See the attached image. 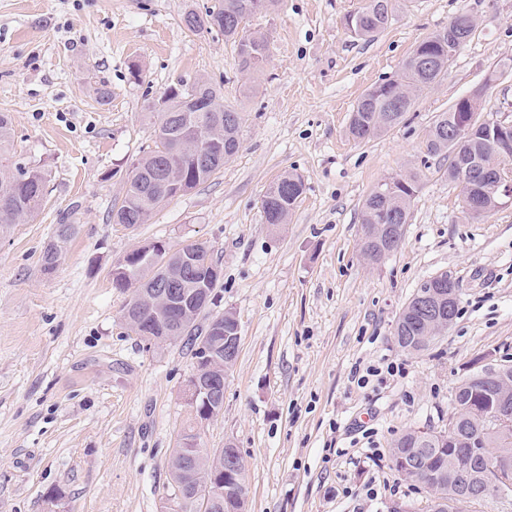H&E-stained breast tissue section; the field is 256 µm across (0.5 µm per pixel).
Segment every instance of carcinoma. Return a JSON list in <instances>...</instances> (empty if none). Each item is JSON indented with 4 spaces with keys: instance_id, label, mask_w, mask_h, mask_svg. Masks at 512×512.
<instances>
[{
    "instance_id": "carcinoma-1",
    "label": "carcinoma",
    "mask_w": 512,
    "mask_h": 512,
    "mask_svg": "<svg viewBox=\"0 0 512 512\" xmlns=\"http://www.w3.org/2000/svg\"><path fill=\"white\" fill-rule=\"evenodd\" d=\"M278 0H224V13L216 19L211 11L199 14L193 10L187 12L184 23L192 33L218 29L224 33V39L235 47L240 64L245 71H257L255 60L262 54L263 42L256 41L244 30L239 22L246 16L268 13L275 9ZM400 8L398 0H368V3L356 11L357 21L350 35L355 38H371L385 29L395 18ZM475 30L473 17L465 12L456 15L448 28L434 33L420 42L415 52L432 63L426 69L421 63L407 60L399 75L389 81L369 89L358 101L354 112L355 121L349 123V133L357 140H368L395 126L404 113L414 104L416 97L432 88L448 69V59L473 35ZM165 106L156 110L154 146L138 160L136 173L127 177L124 197L119 207L110 211V220L114 224L134 227L144 224L153 211L178 196L177 185L184 184L192 190L208 181L224 168L240 148L241 115L233 109L224 107V97L210 84L197 82L185 89L170 87L164 93ZM198 113L208 116L219 112L228 119L224 120V140L217 144L208 143L213 153L212 167L203 169L198 164L196 154L181 147L184 139H193L195 135L178 130V121L182 112ZM460 113L452 107L439 115L428 135L427 150L432 155H446L449 159L448 179L459 183L456 173V157L448 146V128L453 126ZM11 168L9 176L0 171V235L9 231L14 224L32 219L45 196L48 173L39 166H32L16 158L12 147V122L10 116L0 113V168ZM403 184L389 195H369L362 206L361 254L365 261L371 262L381 253V246L394 233V226L408 223L411 202L417 189V174H401ZM281 187L272 196L262 200L271 223L281 222L282 217H290L298 200L305 190L302 177L296 173H286L280 179ZM74 224L62 222L45 244L41 256V271L53 273L69 241L76 234ZM190 268V276L184 281L188 291L197 288H211L208 263L212 262L208 249L198 243L186 244L170 251L169 258L159 257L146 264L125 255L116 265L127 268L128 273L116 280V287L131 292L124 315L134 316L142 323L139 336L147 330L155 336H179L191 349H196L200 337L206 335L214 316L206 313V324L199 325V318L184 320L177 309L160 308L153 304L148 286L163 280L167 269L180 263ZM431 291L429 281L422 282L414 291L399 316L395 336L399 346L407 351H420L427 343H417L414 337L424 335L427 318L419 308L422 295ZM495 405V399H486L474 388L463 383L454 393L452 417L456 420V431L450 435L429 431L422 437L415 436L410 429L394 440L392 458L397 471L405 478L413 479V470L426 469L443 474L438 484L426 486L435 500L447 502V512H456L457 506L470 502L469 494L463 485L448 477V472L469 469L481 472L484 464L499 456L512 457V430L504 433L488 431L483 440L471 444L476 430L472 420L475 410L487 411ZM246 468L238 474L235 492L228 495L224 502V512H230L232 499L238 495H248Z\"/></svg>"
}]
</instances>
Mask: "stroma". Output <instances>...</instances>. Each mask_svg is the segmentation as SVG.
Listing matches in <instances>:
<instances>
[{
    "label": "stroma",
    "mask_w": 512,
    "mask_h": 512,
    "mask_svg": "<svg viewBox=\"0 0 512 512\" xmlns=\"http://www.w3.org/2000/svg\"><path fill=\"white\" fill-rule=\"evenodd\" d=\"M215 2L0 0V112L18 156L48 172L41 210L0 236V512H160L173 495L195 360L183 342L131 331L130 295L111 279L118 259L159 240L203 244L222 269L210 311L234 314L239 353L222 411L198 433L202 447L239 449L248 512H390L397 501L431 512L427 490L396 471L392 443L411 428L447 431L460 381L512 366V206L471 218L427 139L480 86V118L512 121V0H403L366 39L343 25L364 0H280L248 25L269 45L256 73L221 32L185 28L186 12ZM462 12L476 30L435 88L388 131L354 140L360 97ZM201 80L242 115L237 154L147 223H112L153 143L156 100ZM410 171L401 243L368 264L362 204ZM287 172L306 190L275 228L261 198ZM63 219L78 232L46 275L41 253ZM441 272L459 284L458 315L424 350L404 351L396 321ZM390 362L401 372L353 379Z\"/></svg>",
    "instance_id": "stroma-1"
}]
</instances>
